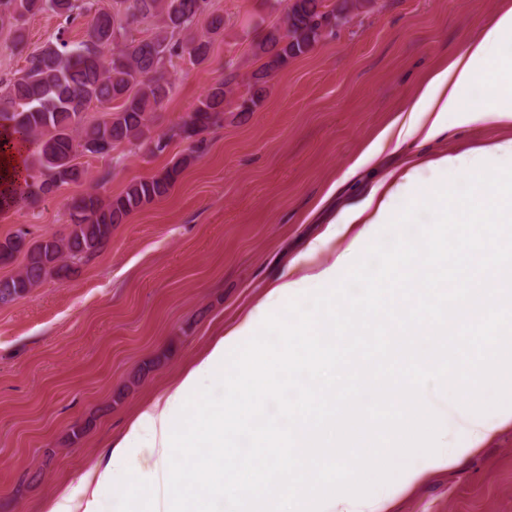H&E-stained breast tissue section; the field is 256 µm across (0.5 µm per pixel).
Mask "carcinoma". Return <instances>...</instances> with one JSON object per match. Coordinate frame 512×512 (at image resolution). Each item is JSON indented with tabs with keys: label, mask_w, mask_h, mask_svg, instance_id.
<instances>
[{
	"label": "carcinoma",
	"mask_w": 512,
	"mask_h": 512,
	"mask_svg": "<svg viewBox=\"0 0 512 512\" xmlns=\"http://www.w3.org/2000/svg\"><path fill=\"white\" fill-rule=\"evenodd\" d=\"M124 17L97 10L89 0H0V27H14L12 44L24 50L17 23L26 16L51 11L67 21L91 17L84 40L76 46L50 43L26 57L22 74L0 93V136L37 148L26 167L19 199L30 205L84 172L74 163L77 153L105 156L125 145L161 153L168 141L189 142L191 154L173 162L157 176L130 183L120 195L81 193L67 203L68 232L27 240L20 228L0 241V263L24 253L26 263L15 275L0 279V305L8 306L48 279L64 281L82 260L100 251L113 228L134 211L164 198L194 156L206 149L202 134L224 121V113L253 111L267 94L273 74L311 51L333 33L329 26L371 11L376 0H289L283 25L273 26L253 44L260 66L247 75L246 92L238 93L237 75L214 81L194 109L159 136L152 134L153 114L171 91L167 66L183 56L200 64L208 59L212 38L224 33V16L208 15L206 31L192 33L193 22L207 10V0H121ZM143 22L156 24L144 38L133 35ZM96 103L108 117L84 125V112Z\"/></svg>",
	"instance_id": "cac0c4a2"
}]
</instances>
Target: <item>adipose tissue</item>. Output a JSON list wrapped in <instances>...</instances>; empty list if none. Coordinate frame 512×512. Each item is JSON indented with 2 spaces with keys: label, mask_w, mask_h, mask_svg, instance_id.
Here are the masks:
<instances>
[{
  "label": "adipose tissue",
  "mask_w": 512,
  "mask_h": 512,
  "mask_svg": "<svg viewBox=\"0 0 512 512\" xmlns=\"http://www.w3.org/2000/svg\"><path fill=\"white\" fill-rule=\"evenodd\" d=\"M508 38H512V9L490 20L455 60L431 74L417 90L409 110L429 115L430 120L421 127L408 126L398 144L417 138L428 141L447 132L449 113L471 119L473 108L464 102L463 92L475 81L488 91L483 114L495 121H512V59L496 54ZM490 160L506 165V184L478 181L477 203L459 224L449 223L447 200L437 201L434 230L413 251L395 255L393 272L400 286L382 306L351 302L344 288L337 286L339 267L348 261L344 255L317 274V282L325 286L323 304L308 319H294L288 309L289 299L303 290L307 276L293 268L283 280L269 285L264 301L247 318L227 329L162 398L142 408L121 441L110 448L105 463L97 465L95 487L83 490V512H99L101 488L128 473L140 492V512H202L213 500L224 501L225 512H283L289 495L305 497L310 488L332 489L354 479V472L341 470L342 460L350 457L366 467L374 459L373 445L351 444L345 434L337 444L326 441V429L336 424L331 409L335 393L323 388L313 392V399L323 405L320 413H290L284 441L264 411L263 395L268 387L292 383L303 364L326 362L335 378H348L349 362L330 352V338L348 325L367 329L377 317L384 318L396 335L382 359L400 367L385 381L384 391L396 395L405 412L428 418L435 439L463 435L475 443L484 440L496 421L471 407L473 386L492 381L512 390V139L467 160L446 156L435 163L441 171L457 172L484 167ZM419 175L414 164L390 174L382 191L371 192L359 206L346 211L326 237L311 243L310 252L322 250L352 224L360 225L365 237L380 224L410 223L411 210L398 208L397 201L420 195ZM456 275L468 282L460 296L448 292V280ZM274 319L287 344L272 354L257 352V336ZM445 336L451 343L443 356L461 350L476 356L478 364L467 377H447L441 356L423 352L424 341ZM249 351L254 354L251 363H242ZM417 373L433 379L434 390H416L410 379ZM214 380L224 384L223 401L205 398L204 386ZM284 442L302 462L301 481L271 465L275 448ZM145 448L151 452L152 464L134 468ZM175 448L186 457L176 473L167 467ZM203 468L208 471L204 480L198 477Z\"/></svg>",
  "instance_id": "ef3b65f1"
}]
</instances>
